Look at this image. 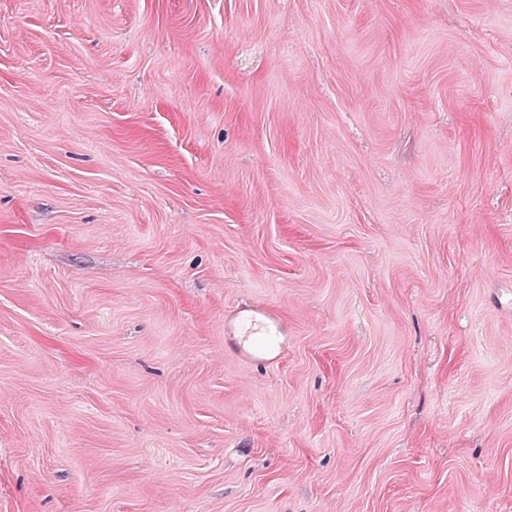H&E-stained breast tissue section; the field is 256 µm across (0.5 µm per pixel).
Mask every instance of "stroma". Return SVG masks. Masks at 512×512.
I'll return each instance as SVG.
<instances>
[{"label":"stroma","instance_id":"35a3bbf8","mask_svg":"<svg viewBox=\"0 0 512 512\" xmlns=\"http://www.w3.org/2000/svg\"><path fill=\"white\" fill-rule=\"evenodd\" d=\"M0 512H512V0H0ZM224 332L240 360L274 363L282 356L288 324L271 307L250 305L224 316Z\"/></svg>","mask_w":512,"mask_h":512}]
</instances>
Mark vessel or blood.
Returning a JSON list of instances; mask_svg holds the SVG:
<instances>
[{
  "label": "vessel or blood",
  "instance_id": "1",
  "mask_svg": "<svg viewBox=\"0 0 512 512\" xmlns=\"http://www.w3.org/2000/svg\"><path fill=\"white\" fill-rule=\"evenodd\" d=\"M224 332L240 360L274 363L282 356L288 325L271 307L250 305L225 315Z\"/></svg>",
  "mask_w": 512,
  "mask_h": 512
}]
</instances>
